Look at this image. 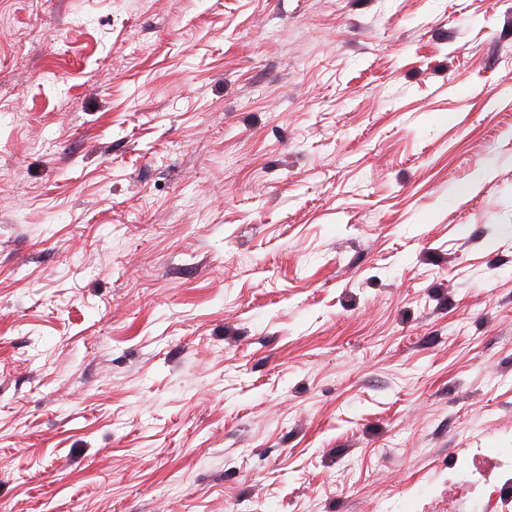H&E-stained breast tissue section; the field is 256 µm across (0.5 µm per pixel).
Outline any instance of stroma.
<instances>
[{
	"instance_id": "stroma-1",
	"label": "stroma",
	"mask_w": 512,
	"mask_h": 512,
	"mask_svg": "<svg viewBox=\"0 0 512 512\" xmlns=\"http://www.w3.org/2000/svg\"><path fill=\"white\" fill-rule=\"evenodd\" d=\"M512 448V0H0V512H468Z\"/></svg>"
}]
</instances>
